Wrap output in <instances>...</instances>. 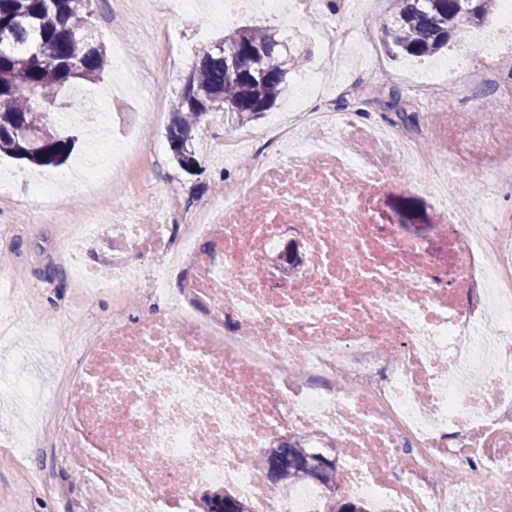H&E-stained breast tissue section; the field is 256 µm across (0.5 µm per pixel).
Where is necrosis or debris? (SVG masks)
<instances>
[{"label":"necrosis or debris","mask_w":512,"mask_h":512,"mask_svg":"<svg viewBox=\"0 0 512 512\" xmlns=\"http://www.w3.org/2000/svg\"><path fill=\"white\" fill-rule=\"evenodd\" d=\"M494 81L512 66V9L493 33L466 32ZM363 80H340L308 115L313 138L280 153L269 129L250 164L207 202L177 211L151 171L128 181L108 224L76 223L84 262L77 319L45 324L54 345L74 329L46 420L59 434L60 489L72 512H197L200 490L232 491L250 512H323L326 491L264 484L255 459L283 436L342 450L341 486L370 512H512V120L449 119L429 81H409L413 128L359 112ZM414 179L434 223L379 210L383 188ZM151 219H143L142 207ZM302 264L277 272L286 240ZM103 245L159 260L109 271L86 262ZM184 266L178 298L166 265ZM150 275L154 287L135 283ZM111 287L118 313L98 314Z\"/></svg>","instance_id":"4bbe7bcc"}]
</instances>
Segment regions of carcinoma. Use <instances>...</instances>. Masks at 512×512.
Returning <instances> with one entry per match:
<instances>
[{"mask_svg": "<svg viewBox=\"0 0 512 512\" xmlns=\"http://www.w3.org/2000/svg\"><path fill=\"white\" fill-rule=\"evenodd\" d=\"M91 0H0V30L9 34L0 43V154L39 167L63 165L76 138L58 129L49 115L61 107L59 95L77 81L99 79L109 66L96 42L89 18ZM494 0H391L381 20L383 46L391 57L430 58L448 48L449 39L468 26L482 24ZM221 45L236 48V73H228ZM254 47L266 48L260 73L253 76ZM307 54L297 47L280 49L275 29L265 23L232 30L224 39L201 49L189 67L188 80L176 93L167 128L173 160L184 170L201 167L194 130L212 103L216 112H231L248 124L270 109L287 90L288 74ZM385 109L402 122L414 114L401 105L400 92L388 91ZM402 224H426L415 197H399L391 205ZM320 454L305 439L290 437L258 460L262 480L283 484L314 480ZM200 512H249L226 489L204 492ZM323 512H369L366 505L345 495L327 494Z\"/></svg>", "mask_w": 512, "mask_h": 512, "instance_id": "cac0c4a2", "label": "carcinoma"}]
</instances>
